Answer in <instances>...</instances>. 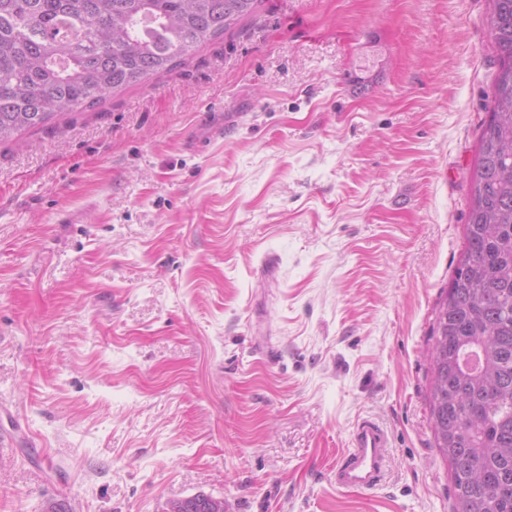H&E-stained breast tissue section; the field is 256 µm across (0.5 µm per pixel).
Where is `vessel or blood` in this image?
I'll list each match as a JSON object with an SVG mask.
<instances>
[{"instance_id": "vessel-or-blood-1", "label": "vessel or blood", "mask_w": 512, "mask_h": 512, "mask_svg": "<svg viewBox=\"0 0 512 512\" xmlns=\"http://www.w3.org/2000/svg\"><path fill=\"white\" fill-rule=\"evenodd\" d=\"M388 431L370 418L359 419L330 469V481L342 492L366 491L381 485L390 472Z\"/></svg>"}]
</instances>
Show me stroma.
I'll list each match as a JSON object with an SVG mask.
<instances>
[{
  "label": "stroma",
  "instance_id": "obj_1",
  "mask_svg": "<svg viewBox=\"0 0 512 512\" xmlns=\"http://www.w3.org/2000/svg\"><path fill=\"white\" fill-rule=\"evenodd\" d=\"M491 9L263 0L171 73L0 145V512H455L430 336ZM361 417L392 469L340 493Z\"/></svg>",
  "mask_w": 512,
  "mask_h": 512
}]
</instances>
